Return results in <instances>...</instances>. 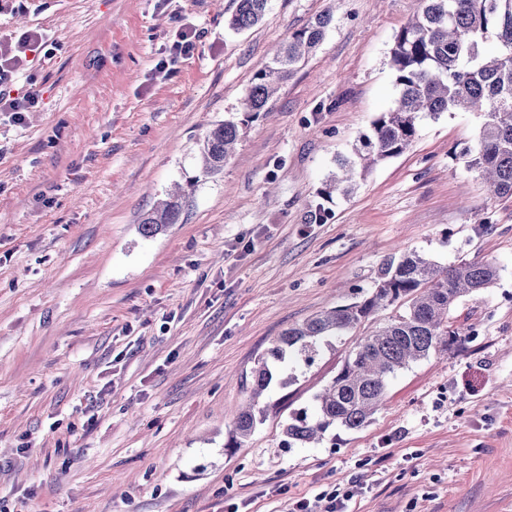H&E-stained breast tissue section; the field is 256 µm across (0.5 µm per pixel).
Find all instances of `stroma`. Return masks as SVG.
<instances>
[{"label":"stroma","instance_id":"stroma-1","mask_svg":"<svg viewBox=\"0 0 512 512\" xmlns=\"http://www.w3.org/2000/svg\"><path fill=\"white\" fill-rule=\"evenodd\" d=\"M416 3L269 0L236 31V0H0V38L45 35L8 84L38 86L40 108L0 114V512H292L344 492L347 512H512V197L460 156L479 115L422 119L350 196L322 195L398 94L390 48ZM328 9L271 116L198 178L200 140L242 119L254 72ZM182 29L198 38L173 61ZM193 176L179 223L143 238L142 215ZM402 250L498 263L450 314L459 342L391 377L362 428L284 447L349 333L271 386L225 454L274 339L353 301Z\"/></svg>","mask_w":512,"mask_h":512}]
</instances>
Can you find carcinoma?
Instances as JSON below:
<instances>
[{
    "label": "carcinoma",
    "mask_w": 512,
    "mask_h": 512,
    "mask_svg": "<svg viewBox=\"0 0 512 512\" xmlns=\"http://www.w3.org/2000/svg\"><path fill=\"white\" fill-rule=\"evenodd\" d=\"M268 0H238L229 27L242 31L264 17ZM333 21L331 11L317 15L294 32L255 73L246 94L245 119L226 120L199 144L201 174L224 170L247 122L267 115L269 101L295 67L323 41ZM493 39L497 50L483 52ZM398 98L380 113L351 154L336 160L338 172L324 195H347L355 178L373 166L405 152L424 117L444 112H477L482 117L476 145L460 153L468 169L485 180L498 197H512V0H418V8L395 36L390 49ZM184 189L168 194L143 214L138 225L144 238H154L179 222L189 203ZM499 279L493 261H462L443 267L416 250L390 256L372 286L355 301L323 311L290 327L262 357L253 374L250 403L233 419L225 443L239 448L253 433L267 407L260 399L272 382L286 388L297 380L299 365H311L322 345L340 340L379 311L394 309L387 321L358 338L339 372L314 395L315 414L294 412L284 426L287 444L320 442L327 430L364 426L382 407L388 380L432 353H445L460 332L448 321L461 300L492 288Z\"/></svg>",
    "instance_id": "cac0c4a2"
}]
</instances>
